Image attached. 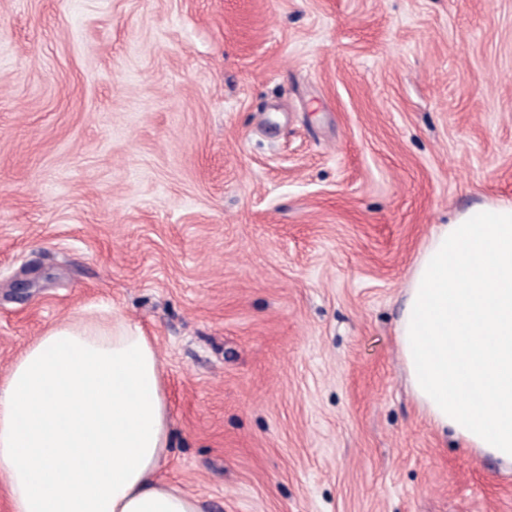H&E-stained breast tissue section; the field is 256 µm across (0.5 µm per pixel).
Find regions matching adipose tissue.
<instances>
[{
  "label": "adipose tissue",
  "mask_w": 512,
  "mask_h": 512,
  "mask_svg": "<svg viewBox=\"0 0 512 512\" xmlns=\"http://www.w3.org/2000/svg\"><path fill=\"white\" fill-rule=\"evenodd\" d=\"M405 366L434 426L512 467V206L434 233L400 320ZM168 409L134 326L80 315L39 336L0 383V474L11 512H202L157 478Z\"/></svg>",
  "instance_id": "1"
}]
</instances>
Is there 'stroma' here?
<instances>
[{"label":"stroma","instance_id":"1","mask_svg":"<svg viewBox=\"0 0 512 512\" xmlns=\"http://www.w3.org/2000/svg\"><path fill=\"white\" fill-rule=\"evenodd\" d=\"M512 205V0H0V380L86 309L160 364L202 512H512L402 301Z\"/></svg>","mask_w":512,"mask_h":512}]
</instances>
